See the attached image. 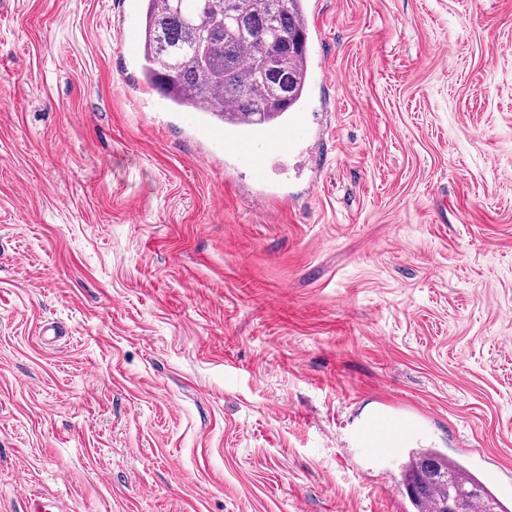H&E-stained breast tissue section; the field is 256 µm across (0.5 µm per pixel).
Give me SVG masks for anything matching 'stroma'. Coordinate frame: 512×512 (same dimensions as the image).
<instances>
[{
	"mask_svg": "<svg viewBox=\"0 0 512 512\" xmlns=\"http://www.w3.org/2000/svg\"><path fill=\"white\" fill-rule=\"evenodd\" d=\"M133 0H0V512L512 506V0H320L266 181L140 101ZM414 435L413 421L395 410H381L371 416L354 434L356 444L366 453L395 452ZM403 471V487L416 512H440L447 500L467 499L469 512H509L493 492L460 462H451L436 448H418ZM448 475L446 482L430 479L433 470ZM471 490L478 493L470 496Z\"/></svg>",
	"mask_w": 512,
	"mask_h": 512,
	"instance_id": "stroma-1",
	"label": "stroma"
}]
</instances>
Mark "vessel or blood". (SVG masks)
<instances>
[{
	"mask_svg": "<svg viewBox=\"0 0 512 512\" xmlns=\"http://www.w3.org/2000/svg\"><path fill=\"white\" fill-rule=\"evenodd\" d=\"M311 129L302 116L279 124L249 126L232 123L231 127L211 129L213 140L224 145L228 156L249 165L257 176H264L267 159L273 149L290 148L310 135ZM412 420L395 410H382L371 416L354 434L356 444L370 454L395 452L412 440Z\"/></svg>",
	"mask_w": 512,
	"mask_h": 512,
	"instance_id": "vessel-or-blood-1",
	"label": "vessel or blood"
}]
</instances>
